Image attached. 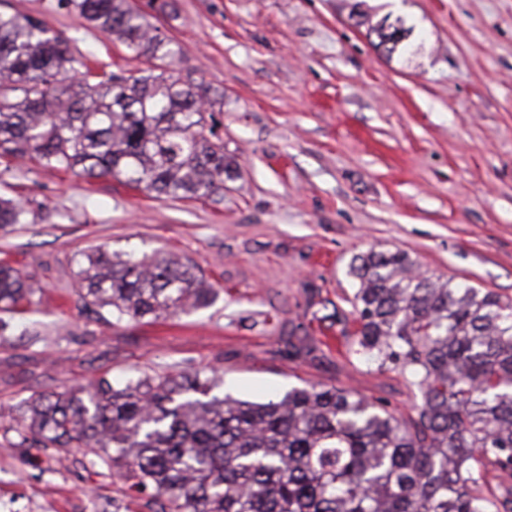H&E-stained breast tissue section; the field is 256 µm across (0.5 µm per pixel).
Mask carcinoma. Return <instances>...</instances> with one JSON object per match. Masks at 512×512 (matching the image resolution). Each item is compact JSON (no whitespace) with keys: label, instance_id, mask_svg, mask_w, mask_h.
Returning a JSON list of instances; mask_svg holds the SVG:
<instances>
[{"label":"carcinoma","instance_id":"1","mask_svg":"<svg viewBox=\"0 0 512 512\" xmlns=\"http://www.w3.org/2000/svg\"><path fill=\"white\" fill-rule=\"evenodd\" d=\"M146 68L99 73L94 53L39 18L0 9V168L19 163L177 200L224 189L217 116L224 98L169 65L180 53L153 19L169 0H66ZM401 20L369 24L374 46L407 51ZM0 198V229L27 223ZM349 353L398 369L420 395L415 412L349 390L308 384L266 402L220 390L222 375L100 376L22 403L21 443L105 470L130 492H152L155 512H500L512 504V299L418 272L402 251L354 256ZM77 292L115 323L157 320L212 306L201 273L171 252L82 253ZM35 294L0 264V314ZM288 355L316 345L302 325Z\"/></svg>","mask_w":512,"mask_h":512}]
</instances>
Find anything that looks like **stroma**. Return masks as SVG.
<instances>
[{"mask_svg": "<svg viewBox=\"0 0 512 512\" xmlns=\"http://www.w3.org/2000/svg\"><path fill=\"white\" fill-rule=\"evenodd\" d=\"M0 3L93 49L98 67H143L58 0ZM357 12L403 17L411 52L386 57ZM155 24L181 48L175 73L223 92L235 173L197 200L30 163L0 174V196L29 211L0 230V264L35 288L0 336V512H150L111 477L18 444L23 400L103 374L217 368L253 402L312 382L409 412L415 388L349 355L328 319L352 309L356 254L401 250L426 275L512 299V0H176ZM96 247L179 254L219 299L113 323L76 291L77 259ZM297 324L317 349L292 358Z\"/></svg>", "mask_w": 512, "mask_h": 512, "instance_id": "obj_1", "label": "stroma"}]
</instances>
